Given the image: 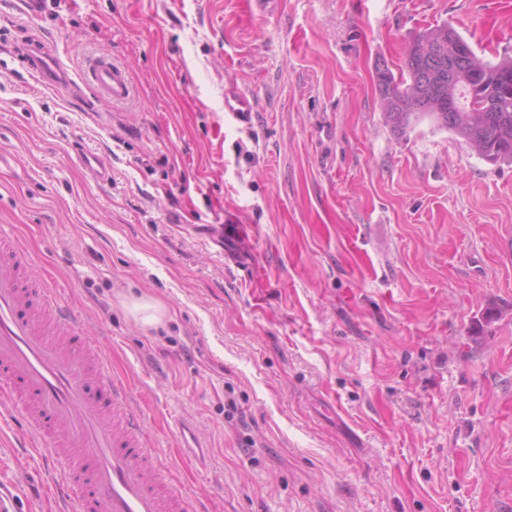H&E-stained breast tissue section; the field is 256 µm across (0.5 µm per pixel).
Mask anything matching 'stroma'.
Segmentation results:
<instances>
[{"label": "stroma", "instance_id": "obj_1", "mask_svg": "<svg viewBox=\"0 0 512 512\" xmlns=\"http://www.w3.org/2000/svg\"><path fill=\"white\" fill-rule=\"evenodd\" d=\"M21 2L0 0V225L194 512H512V163L426 119L394 133L376 80L443 23L512 56V0ZM24 38L75 78L124 66L130 98L45 85ZM232 86L254 112L225 111ZM142 296L159 325L127 310ZM55 482L0 406L11 512H57ZM126 305L134 318L146 327L156 326L162 320L163 310L153 300L144 297L133 298Z\"/></svg>", "mask_w": 512, "mask_h": 512}]
</instances>
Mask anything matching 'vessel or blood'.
Instances as JSON below:
<instances>
[{"instance_id":"obj_1","label":"vessel or blood","mask_w":512,"mask_h":512,"mask_svg":"<svg viewBox=\"0 0 512 512\" xmlns=\"http://www.w3.org/2000/svg\"><path fill=\"white\" fill-rule=\"evenodd\" d=\"M19 53L71 96L87 87L114 101L130 94L125 69L108 59H94L77 82L40 46L24 42ZM24 260L15 237L0 228V403L21 411L42 453L57 461L76 512H190L168 487L161 451L146 448L127 387L81 334L61 293L22 272Z\"/></svg>"}]
</instances>
